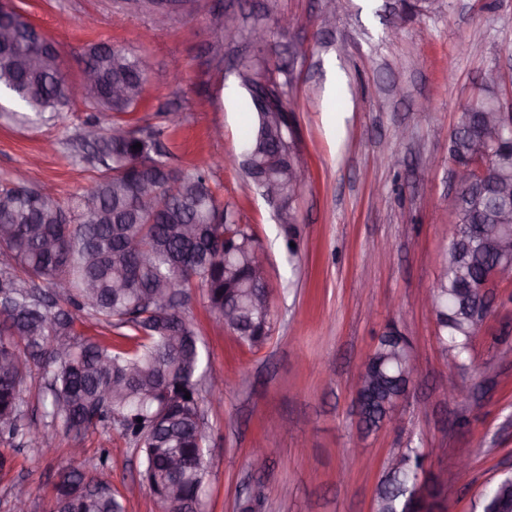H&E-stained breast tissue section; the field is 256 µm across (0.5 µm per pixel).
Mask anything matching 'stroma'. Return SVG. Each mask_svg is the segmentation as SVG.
Listing matches in <instances>:
<instances>
[{"label": "stroma", "mask_w": 512, "mask_h": 512, "mask_svg": "<svg viewBox=\"0 0 512 512\" xmlns=\"http://www.w3.org/2000/svg\"><path fill=\"white\" fill-rule=\"evenodd\" d=\"M13 4L60 46L71 79L91 44L145 54L159 79L146 85L127 122L148 129L181 113L162 141L167 161L207 171L225 209L259 240L275 314L264 346L239 345L216 325L202 294L189 308L212 369L230 380L222 400L202 402L206 512H239L256 483L263 512H371L384 462L407 446L427 449V471L443 484L448 512H477L484 489L512 466V282L495 288V309L464 371L443 356L436 321L419 298L435 282L455 223L448 134L487 69L500 70L501 103L512 112V0H448L435 13L420 11L416 0H345L329 24L323 0H190L162 30L134 0ZM214 10L240 29L236 43L209 25ZM282 15L294 27L256 49L248 36L254 17L272 27ZM468 42L481 54L463 53ZM256 53L273 66L293 64L289 100L308 182L293 258L271 207L237 163L253 110L232 66ZM90 119L106 128L113 117L78 101L34 129L0 119V179L49 183L65 198L87 190L96 173L77 138ZM430 158L437 167L424 170ZM391 324L416 351V379L395 425L364 437L352 415L353 388ZM447 383L460 388L458 401L444 398ZM73 446L61 428L46 455L0 442L13 459L0 473V512H12L17 486L30 491L31 512H48L56 471L92 468L104 448L125 512H157L139 485L141 455L118 429L89 430L81 455ZM355 454L368 466H352ZM462 456L470 460L464 475L455 467Z\"/></svg>", "instance_id": "stroma-1"}]
</instances>
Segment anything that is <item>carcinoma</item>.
Masks as SVG:
<instances>
[{
  "label": "carcinoma",
  "instance_id": "1",
  "mask_svg": "<svg viewBox=\"0 0 512 512\" xmlns=\"http://www.w3.org/2000/svg\"><path fill=\"white\" fill-rule=\"evenodd\" d=\"M14 39L0 41V94L19 107L22 121H50L75 101L74 84L62 74L52 49L41 44L37 28L27 20L0 16V30ZM39 47L43 67L32 69L28 56ZM83 56L96 71V83L80 100L116 120L106 129L80 133L82 159L98 170L94 186L62 201L55 193L41 195L0 181V440L23 447L49 449L52 437L31 426L24 383L34 368L42 372L51 394L44 417L59 421L81 442L97 427L113 425L143 456L141 483L160 512H205L204 489L209 476V447L201 410V392L208 380L202 343L186 312L193 292L204 295L210 312L224 329L251 349L264 344L273 327L268 292H260L265 276L254 233L234 224L205 171L169 167L158 153L164 130L142 133L122 120L142 100L150 72L146 57L106 44L89 47ZM240 85L248 95L264 85L272 108L286 111V87L261 57L237 66ZM498 103L495 85L471 101L461 123L448 135V164L476 161L475 146L512 140V131L488 137V123L479 133L466 129L469 113ZM141 144L135 149L133 145ZM280 146L268 115L255 114L246 160L267 167ZM497 158L475 177L471 188L454 199L456 222L443 250L431 292L437 303L438 341L459 367L466 366L471 342L480 329L464 290L483 279L499 261L495 248L472 233L475 224H496L497 233L512 239V208L495 209L479 184L508 180L512 185V153ZM280 194L288 209L277 213L284 236L296 235L299 196L289 180ZM140 264L139 280L122 282L117 272ZM236 314L224 320V299ZM91 315L122 330L110 336L85 337L79 317ZM403 334L391 326L378 338L367 361L377 383L363 397L359 423L370 434L385 426L395 397L403 392V365L390 346ZM190 398H185V395ZM420 449L400 451L404 464L376 489L377 512H403L417 477ZM110 452L101 450L91 470L61 469L55 474L50 512H123L112 494L106 472ZM512 493L506 475L482 496V512H490L498 494Z\"/></svg>",
  "mask_w": 512,
  "mask_h": 512
}]
</instances>
